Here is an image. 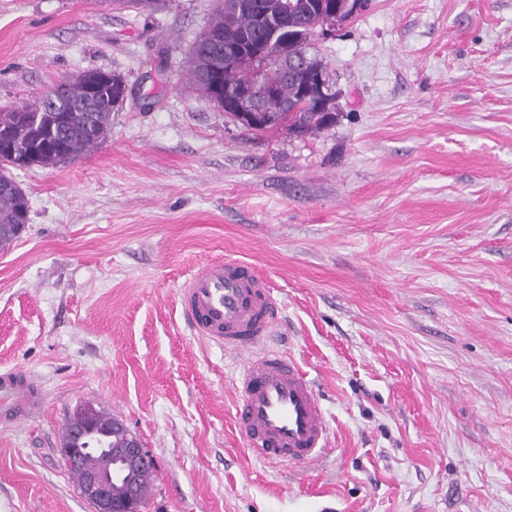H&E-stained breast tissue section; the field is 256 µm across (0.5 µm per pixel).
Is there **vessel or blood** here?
Listing matches in <instances>:
<instances>
[{
	"mask_svg": "<svg viewBox=\"0 0 512 512\" xmlns=\"http://www.w3.org/2000/svg\"><path fill=\"white\" fill-rule=\"evenodd\" d=\"M180 304L194 335L247 356L235 382V415L252 452L280 462H311L324 453L327 421L311 379L292 358L265 348L277 312L269 282L244 262L214 260L185 280ZM45 403L32 375L0 371V416L17 424Z\"/></svg>",
	"mask_w": 512,
	"mask_h": 512,
	"instance_id": "vessel-or-blood-1",
	"label": "vessel or blood"
}]
</instances>
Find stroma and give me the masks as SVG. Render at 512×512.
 I'll use <instances>...</instances> for the list:
<instances>
[{
    "mask_svg": "<svg viewBox=\"0 0 512 512\" xmlns=\"http://www.w3.org/2000/svg\"><path fill=\"white\" fill-rule=\"evenodd\" d=\"M217 5L0 0V107L87 69L127 85L97 148L15 173L0 371L47 405L0 421V512H94L57 452L85 403L154 455L141 512H512V0H371L311 45L335 123L267 140L189 83ZM225 258L268 279V346L314 382L310 464L250 453L240 359L184 319Z\"/></svg>",
    "mask_w": 512,
    "mask_h": 512,
    "instance_id": "obj_1",
    "label": "stroma"
}]
</instances>
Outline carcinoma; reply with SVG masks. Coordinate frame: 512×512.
<instances>
[{
	"mask_svg": "<svg viewBox=\"0 0 512 512\" xmlns=\"http://www.w3.org/2000/svg\"><path fill=\"white\" fill-rule=\"evenodd\" d=\"M354 11L352 0H239L236 9L217 10L211 31L199 36L190 50V83L205 99L218 107L224 104L211 96L210 85L224 76V88L233 90L256 77L275 88L280 98L276 112H233L231 116L256 137L282 132L302 137L336 121L335 94H326L321 109L299 94L310 73H327L319 57L307 48L317 29L330 15L344 19ZM266 52L257 54L248 68L224 59V48L242 44ZM97 69L82 72L79 81L59 82L51 87L54 97L40 96L31 105L0 112V134L12 144L0 154V248L10 247L29 220L28 199L13 170L32 166L50 167L80 157L100 144L112 122V110L123 100V78L112 75L104 82ZM116 421L103 412L94 432L78 440L85 465L92 466L104 449L118 442L112 432Z\"/></svg>",
	"mask_w": 512,
	"mask_h": 512,
	"instance_id": "obj_1",
	"label": "carcinoma"
}]
</instances>
